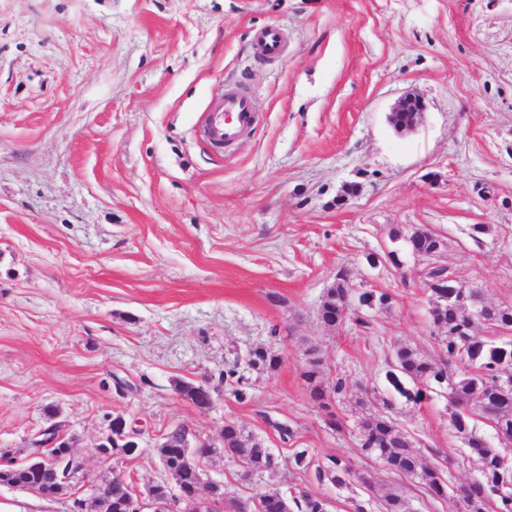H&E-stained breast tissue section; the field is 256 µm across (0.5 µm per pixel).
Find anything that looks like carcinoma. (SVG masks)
Here are the masks:
<instances>
[{
  "mask_svg": "<svg viewBox=\"0 0 512 512\" xmlns=\"http://www.w3.org/2000/svg\"><path fill=\"white\" fill-rule=\"evenodd\" d=\"M393 238L403 239L410 253L429 262L437 261L435 255L442 254L446 247L444 239L429 229H417L406 236L397 231ZM350 276L349 268L340 267L336 281L323 297L319 316L328 326H342L352 319L348 312L366 304L372 296L376 297L378 308L389 307L385 302L391 297L388 292L365 291L353 298L348 288ZM464 298L473 304L483 295L476 288H455L451 283L446 288L429 289L430 316L439 348L437 358L428 357L408 344L400 345L385 378L389 387L408 402L418 404L432 393L448 399L450 428L455 437L467 440L470 452L480 464V477L464 488V512H489L492 506L496 507L495 512H512V494H498L504 482L500 467L503 451L478 434L473 424L475 419H481L498 440H512V385L501 383L504 373L512 372V304H488L467 311L461 303ZM352 320L362 327L369 325L366 319ZM480 324L490 329V335L477 332ZM305 356L302 377L310 398L327 409L331 402L346 396L350 385L342 375L331 378L325 374L317 349L308 348ZM280 363L281 356L276 351L256 346L248 350L245 359L224 363L222 379L231 388V394L243 401L247 398V374L273 371ZM358 440L362 452L380 461L385 469L417 478L433 498L447 497L442 469L426 463L410 436L387 414L377 413L362 420ZM155 452L174 479L177 492L187 498L194 496L201 483L195 461L180 457L179 448H157ZM224 459L242 467L248 477L278 467V458L263 441L234 421L224 423ZM288 465L298 472L313 467L319 482L327 480L340 487L354 474L352 465L338 456L314 464L306 449L289 455ZM48 480L47 475L36 473L26 464L6 462L0 466V484L9 487L23 489ZM131 496L132 485L116 478L107 512H129ZM325 501V497L311 492L301 491L290 498L279 489H269L257 490L245 500L232 497L229 507L232 512H328ZM384 506L386 512H411L409 500L397 491L385 496Z\"/></svg>",
  "mask_w": 512,
  "mask_h": 512,
  "instance_id": "1",
  "label": "carcinoma"
}]
</instances>
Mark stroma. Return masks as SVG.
Listing matches in <instances>:
<instances>
[{
  "label": "stroma",
  "mask_w": 512,
  "mask_h": 512,
  "mask_svg": "<svg viewBox=\"0 0 512 512\" xmlns=\"http://www.w3.org/2000/svg\"><path fill=\"white\" fill-rule=\"evenodd\" d=\"M270 25L284 47L262 62L254 35ZM237 82L258 122L218 153L203 110ZM410 94L425 110L399 132L390 113ZM419 228L444 238L460 281L512 303V0H0V456L24 461L53 423L75 439L84 469L51 512L77 494L94 512L88 486L113 474L170 481L153 446L174 425L212 443L202 479L232 495L292 487L332 512H384L395 490L413 512H451L355 437L389 396L395 348L438 353L426 261L390 238ZM342 266L353 294L392 296L369 328L318 316ZM260 345L282 363L236 400L224 364ZM311 347L351 386L334 404L342 431L301 377ZM202 383L206 410L179 393ZM392 415L438 451L449 490L479 478L444 397L395 399ZM116 416L145 452L105 463L91 449ZM228 420L280 466L242 481L218 447ZM297 448L349 460L372 487L296 473Z\"/></svg>",
  "instance_id": "stroma-1"
}]
</instances>
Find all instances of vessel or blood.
I'll return each instance as SVG.
<instances>
[{"instance_id":"vessel-or-blood-1","label":"vessel or blood","mask_w":512,"mask_h":512,"mask_svg":"<svg viewBox=\"0 0 512 512\" xmlns=\"http://www.w3.org/2000/svg\"><path fill=\"white\" fill-rule=\"evenodd\" d=\"M255 46L265 57L280 55V28L269 26L259 31L255 37ZM256 121L257 114L251 97L238 88L228 87L210 106L204 135L214 147L225 148L246 135L255 126Z\"/></svg>"}]
</instances>
